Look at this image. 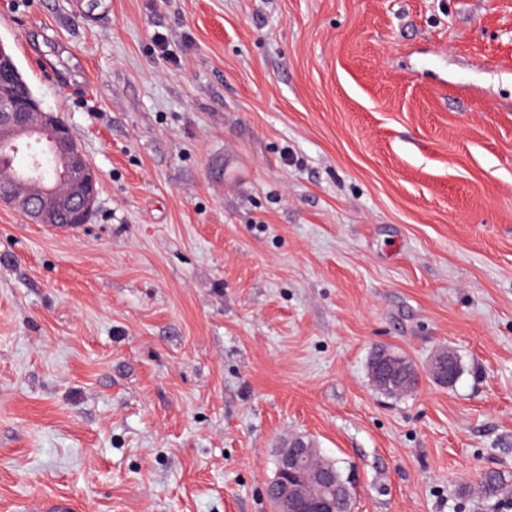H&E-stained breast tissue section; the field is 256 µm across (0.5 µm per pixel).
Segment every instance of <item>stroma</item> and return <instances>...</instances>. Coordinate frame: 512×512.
I'll return each mask as SVG.
<instances>
[{
  "label": "stroma",
  "mask_w": 512,
  "mask_h": 512,
  "mask_svg": "<svg viewBox=\"0 0 512 512\" xmlns=\"http://www.w3.org/2000/svg\"><path fill=\"white\" fill-rule=\"evenodd\" d=\"M0 43L98 174L73 230L0 203V512H272L291 434L354 512H507L512 0H0ZM454 354L449 349L437 352L428 366V374L439 385L448 386L454 368ZM481 486L479 494L485 498L496 497L508 482V477L504 472L488 470L479 475Z\"/></svg>",
  "instance_id": "stroma-1"
}]
</instances>
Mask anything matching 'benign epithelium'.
<instances>
[{
  "instance_id": "7a95c632",
  "label": "benign epithelium",
  "mask_w": 512,
  "mask_h": 512,
  "mask_svg": "<svg viewBox=\"0 0 512 512\" xmlns=\"http://www.w3.org/2000/svg\"><path fill=\"white\" fill-rule=\"evenodd\" d=\"M13 77L12 65L0 60V149L30 151L29 164L10 181L30 187L33 194L21 197L14 191L6 201L39 224L55 226L67 215L68 228H78L88 223L94 209L97 174L63 120L38 103L11 95ZM453 368V352L443 349L432 358L428 374L446 386ZM352 490L349 478L336 484L328 460L313 442L292 435L279 451L267 494L275 512H336V503Z\"/></svg>"
}]
</instances>
